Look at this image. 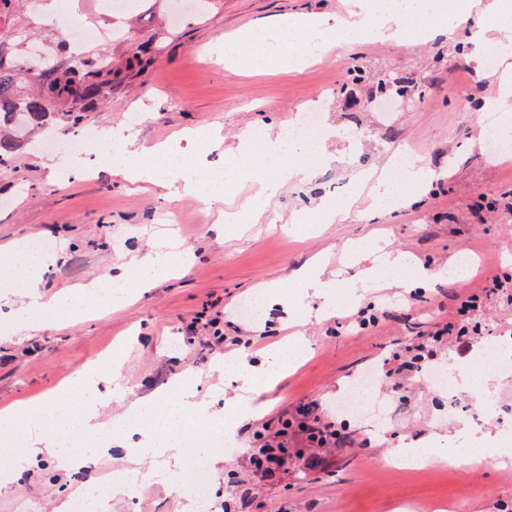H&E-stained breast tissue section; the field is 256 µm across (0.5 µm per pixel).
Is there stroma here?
I'll return each mask as SVG.
<instances>
[{
	"label": "stroma",
	"instance_id": "obj_1",
	"mask_svg": "<svg viewBox=\"0 0 512 512\" xmlns=\"http://www.w3.org/2000/svg\"><path fill=\"white\" fill-rule=\"evenodd\" d=\"M349 3L210 0L205 10L176 19L172 0H137L122 18L129 37L84 42L77 56L70 49L78 41L73 31L60 22H41L45 11L57 10L58 0H19L0 13V59L6 66L25 65L35 44L52 55L57 70L78 59L111 68L85 125L132 124L148 144L187 128L220 127L222 147L200 152L214 170H223L246 130L275 135L309 113L340 131L326 141L330 159L317 176L305 185L284 186L256 224L218 220L219 211L238 210L253 194L249 173L224 188L217 206L130 184L113 174L111 164L96 160L81 177L51 172L48 161L70 156L68 144L77 134L64 117L70 109L64 102L45 101L50 125L35 131V145H21L0 165V321L21 302L13 287L14 262L3 252L15 241L52 243L40 269L49 296L105 280L153 247L169 251L177 270L155 287L134 289L123 306L83 296L75 309L41 329L0 339V414L46 401L90 363L109 370L118 351L125 355V391L113 401L112 415L135 402L152 403L162 387L183 375L198 399L220 412L238 387L224 371L226 356L242 354L256 364L296 334L311 345L263 394L262 415L243 420L228 443L214 442L205 429L191 436V444L214 445L221 457L216 466L202 461L208 508H188L170 477L141 483L134 501L121 492L110 495L106 512H400L404 502L413 512H512V463L476 461L456 468L443 459L449 441L468 438L473 430L512 429V370H494L487 405L476 400L475 389L451 392L436 382V372L465 359L447 342L434 345L433 357L412 381L398 386L386 376L397 368L398 356L455 317L456 294L476 291L478 276L453 284L436 278L414 290L405 286L409 278L446 268L467 253L477 258L479 271L494 269L512 281V158L487 155L482 146L487 113L481 103L496 90V78H478L463 33L426 42L415 22L405 23L401 42L338 43L301 69L273 60L266 74L255 75L247 54L229 67L211 58L226 34L289 15L344 18ZM141 51L150 65L126 70V61ZM406 149L441 177L428 186H397L398 203L378 212L370 185L354 188L353 177L364 168L382 169ZM324 202L340 206V216L330 224L313 223L312 210ZM363 237L407 254L410 265L396 276L363 280L374 258L349 249ZM316 255L337 281L333 310H325L322 299L300 297L302 318L280 307L263 322L234 317L260 284L279 283L292 295V272ZM364 315L375 316V324L359 328ZM200 316L219 318L224 342L212 341L203 329L187 335ZM469 319L482 327L480 342L512 340L510 303L483 301ZM374 367L384 376L370 399L392 410L382 431L337 409ZM310 399L341 426L343 443L315 467L306 462L307 449L291 448L274 478L258 481L249 458L262 446L266 425L290 417L300 401ZM106 436L111 448L102 453L95 450L96 437L73 436L71 447L94 451L88 468L60 471L45 455L22 476L1 483L0 512H19L31 503L38 512H55L62 499L124 469L127 434L110 430ZM401 442L433 448L437 457L419 469L390 466L389 452Z\"/></svg>",
	"mask_w": 512,
	"mask_h": 512
}]
</instances>
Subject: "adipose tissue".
Segmentation results:
<instances>
[{
  "instance_id": "1",
  "label": "adipose tissue",
  "mask_w": 512,
  "mask_h": 512,
  "mask_svg": "<svg viewBox=\"0 0 512 512\" xmlns=\"http://www.w3.org/2000/svg\"><path fill=\"white\" fill-rule=\"evenodd\" d=\"M358 19L345 31H337L326 16H291L272 28L258 27L236 34L224 49L225 60H232L239 47L251 49L253 70H265L270 59L279 53H287L288 63L302 65L315 51L335 40L355 43L364 40L387 39L399 41L403 33L394 24L408 17L412 21H423L435 16L447 21L449 32H456L462 23L463 14L474 15L476 21L469 30L467 41L473 59H480L485 44L493 34L512 29V5L502 0H359ZM104 140L122 144L124 153L113 161V172L125 180L137 182H162L177 195H197L210 172L200 156L191 152L186 143L192 140V133H185L183 141H171L155 145L140 143L137 132L124 125L103 129ZM320 145L301 142H286L283 137L266 140L255 145L248 135H241L237 148L224 168L225 181L239 179L245 170H253L259 179L256 198L244 209L242 221L252 224L263 214L264 204L275 197L281 186L297 178L309 180L315 173V160L321 159ZM39 263H25L16 282L22 290L24 301L16 310L11 325L0 328V335L9 337L25 329L39 330L45 319L55 316L63 309L73 306L68 294L44 300L40 291ZM307 350L303 338H295L289 344L274 352L264 368L252 365L245 356L238 355L225 359L224 365L231 375L241 383L240 395L228 401L223 413L196 400L194 392L184 385H176L179 400L165 404L156 412L154 424L142 429L139 417L143 412L140 405L128 406L123 422L128 430L138 432L140 439L129 455L139 458L149 455L164 461L177 460L180 442L192 431L201 427L225 428L235 431L242 416L258 417L261 405L254 399L264 392L275 380L279 371L289 363L300 359ZM102 380L95 365H88L77 376L75 386L81 393L80 403L75 412L80 427L89 433L104 429L107 409L122 393L120 381H113L109 392H102ZM46 407L25 405L12 413L0 415V458L10 462L15 471H22L31 460L47 452H54L63 470L73 471L82 465L80 453L59 447L58 440L46 426Z\"/></svg>"
}]
</instances>
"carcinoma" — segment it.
Segmentation results:
<instances>
[{
	"label": "carcinoma",
	"instance_id": "obj_1",
	"mask_svg": "<svg viewBox=\"0 0 512 512\" xmlns=\"http://www.w3.org/2000/svg\"><path fill=\"white\" fill-rule=\"evenodd\" d=\"M27 73L38 75L30 69L23 73L0 66V129L7 130V133L0 134V163L6 162L17 148L23 138V130L40 127L47 120L49 113L44 111V100L91 102L100 91L99 72L78 63L56 72L41 86L38 96L21 100L15 94V87Z\"/></svg>",
	"mask_w": 512,
	"mask_h": 512
}]
</instances>
